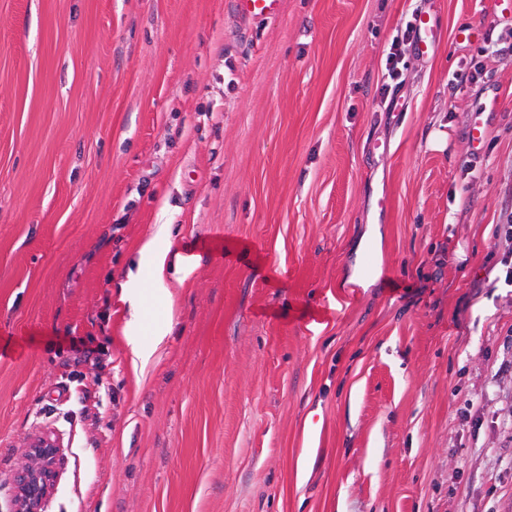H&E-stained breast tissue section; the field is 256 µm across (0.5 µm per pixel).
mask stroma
<instances>
[{
	"instance_id": "1",
	"label": "stroma",
	"mask_w": 512,
	"mask_h": 512,
	"mask_svg": "<svg viewBox=\"0 0 512 512\" xmlns=\"http://www.w3.org/2000/svg\"><path fill=\"white\" fill-rule=\"evenodd\" d=\"M159 224L141 369L118 294ZM510 268L490 0H0V508L48 429L47 512H512ZM282 0H235L237 15L246 21L263 23L276 19ZM412 25L415 33L414 50L421 55L429 54L434 50L437 37V31L429 13L425 11L415 13ZM171 322L160 325L150 342L133 341L130 343L131 360L134 367L143 368L153 356L156 348L162 343L170 330Z\"/></svg>"
}]
</instances>
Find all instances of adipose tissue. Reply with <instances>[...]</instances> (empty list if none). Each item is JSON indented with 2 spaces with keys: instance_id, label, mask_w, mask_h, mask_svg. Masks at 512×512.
I'll return each mask as SVG.
<instances>
[{
  "instance_id": "adipose-tissue-1",
  "label": "adipose tissue",
  "mask_w": 512,
  "mask_h": 512,
  "mask_svg": "<svg viewBox=\"0 0 512 512\" xmlns=\"http://www.w3.org/2000/svg\"><path fill=\"white\" fill-rule=\"evenodd\" d=\"M169 231V225H158L154 233L145 240L139 250L137 268L135 271L129 272L128 280L122 287L120 299L128 307L131 323L139 322L143 310L142 288L147 282L143 280L142 269H152L153 278L148 284H151L155 293L162 295L166 292L164 272L167 266L168 252L159 248L158 243L167 237Z\"/></svg>"
}]
</instances>
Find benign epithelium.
Here are the masks:
<instances>
[{"label":"benign epithelium","instance_id":"benign-epithelium-1","mask_svg":"<svg viewBox=\"0 0 512 512\" xmlns=\"http://www.w3.org/2000/svg\"><path fill=\"white\" fill-rule=\"evenodd\" d=\"M60 438L51 431L32 438L27 448L30 463L15 478V493L8 512H46L50 493L58 477Z\"/></svg>","mask_w":512,"mask_h":512}]
</instances>
